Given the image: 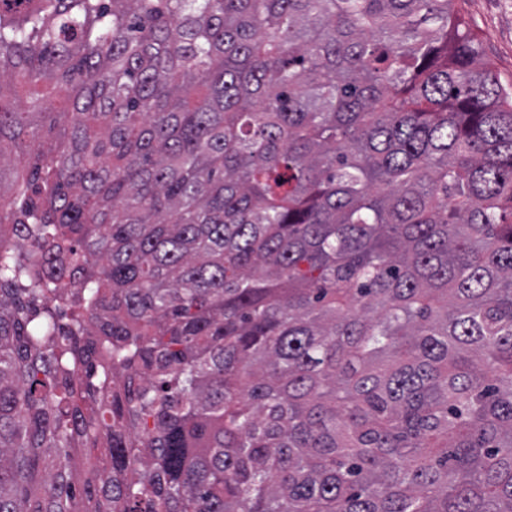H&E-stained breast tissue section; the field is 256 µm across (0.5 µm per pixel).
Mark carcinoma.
Here are the masks:
<instances>
[{
	"label": "carcinoma",
	"mask_w": 512,
	"mask_h": 512,
	"mask_svg": "<svg viewBox=\"0 0 512 512\" xmlns=\"http://www.w3.org/2000/svg\"><path fill=\"white\" fill-rule=\"evenodd\" d=\"M0 512H512L455 0H0ZM15 91L16 94L23 99H29L30 97L50 98L54 100L57 105L64 104L67 95L64 89L46 87L43 85L32 86L23 82L16 84Z\"/></svg>",
	"instance_id": "carcinoma-1"
}]
</instances>
